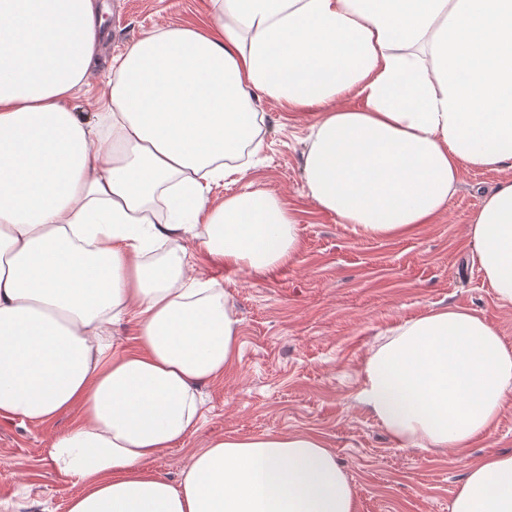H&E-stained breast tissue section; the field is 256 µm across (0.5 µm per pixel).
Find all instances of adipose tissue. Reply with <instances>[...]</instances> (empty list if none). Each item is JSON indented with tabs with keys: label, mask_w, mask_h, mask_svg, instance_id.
Instances as JSON below:
<instances>
[{
	"label": "adipose tissue",
	"mask_w": 512,
	"mask_h": 512,
	"mask_svg": "<svg viewBox=\"0 0 512 512\" xmlns=\"http://www.w3.org/2000/svg\"><path fill=\"white\" fill-rule=\"evenodd\" d=\"M206 14L113 57L90 122L72 102L100 0H0V418L74 413L49 446L82 487L68 512H355L313 434L214 439L175 484L149 468L196 430L199 386L237 350L234 306L186 244L257 273L296 261L279 196L208 198L261 149L264 98L318 111L309 196L363 238L432 223L463 170L504 172L467 236L512 304V0H208ZM129 317L136 345L120 352ZM511 399L512 345L464 307L392 330L357 394L397 447L424 449L469 447ZM451 512H512V454L472 465Z\"/></svg>",
	"instance_id": "ef3b65f1"
}]
</instances>
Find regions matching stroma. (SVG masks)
<instances>
[{
  "label": "stroma",
  "instance_id": "35a3bbf8",
  "mask_svg": "<svg viewBox=\"0 0 512 512\" xmlns=\"http://www.w3.org/2000/svg\"><path fill=\"white\" fill-rule=\"evenodd\" d=\"M108 7L96 65L76 102L93 118L114 56L163 22L196 23L204 0H104ZM263 148L248 182L296 210L293 264L257 274L225 267L188 244L195 272L223 288L240 320L238 352L223 379L203 384L202 416L182 444L150 467L177 481L191 455L221 436L309 432L322 437L345 472L356 512H450L469 466L512 454V400L485 434L463 450L396 447L362 408L366 358L388 330L429 311L475 310L512 345V305L501 304L474 266L467 224L504 174L466 170L446 210L387 240L366 239L317 208L303 176L314 115L262 101ZM52 425L0 420V512H68L80 485L63 481L48 458Z\"/></svg>",
  "mask_w": 512,
  "mask_h": 512
}]
</instances>
